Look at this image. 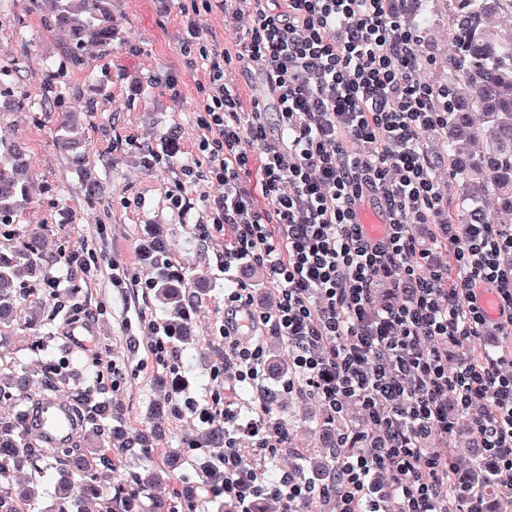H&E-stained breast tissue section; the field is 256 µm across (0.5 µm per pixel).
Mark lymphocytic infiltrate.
Returning a JSON list of instances; mask_svg holds the SVG:
<instances>
[{
  "label": "lymphocytic infiltrate",
  "instance_id": "1",
  "mask_svg": "<svg viewBox=\"0 0 512 512\" xmlns=\"http://www.w3.org/2000/svg\"><path fill=\"white\" fill-rule=\"evenodd\" d=\"M191 0L181 32L189 67L205 64L203 135L212 180L223 186L212 220L231 228L224 275L263 266L276 291L260 309L245 283L224 291V377L256 386L264 328L288 352L287 392L315 396L336 418L337 480L244 466L248 438L260 457L276 456L288 429L233 402L222 411L193 398L176 414L224 427V451L197 455L208 496L249 512L250 500L278 499L282 512L334 502L336 512H459L473 497L446 445L457 419L480 437L503 494L512 495V350L463 357L488 325L512 333V225L463 224L448 266L435 265L412 228L448 204L427 148L448 115L422 77L429 59L415 20L421 0ZM220 10L233 42L208 39L199 22ZM258 76L266 97L244 110L233 68ZM264 207H257V200ZM372 203L383 228L362 222ZM400 288L378 304L383 282ZM498 301L496 317L479 304ZM357 404L359 426L344 410ZM457 416H449V406ZM439 439L430 447V439ZM390 474L379 483V474Z\"/></svg>",
  "mask_w": 512,
  "mask_h": 512
}]
</instances>
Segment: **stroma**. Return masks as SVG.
Returning <instances> with one entry per match:
<instances>
[{
  "label": "stroma",
  "instance_id": "35a3bbf8",
  "mask_svg": "<svg viewBox=\"0 0 512 512\" xmlns=\"http://www.w3.org/2000/svg\"><path fill=\"white\" fill-rule=\"evenodd\" d=\"M433 20L423 34L422 49L430 59L423 72L432 85L446 84L448 74L439 62L446 49L448 9L442 0H427ZM112 17L121 41L112 50L108 69L77 72L74 83L94 81L98 109L88 113L81 100L69 99L68 110L82 113L84 133L90 144L88 167L104 186L102 196L88 202L79 172L70 168L55 146L53 123L40 112L0 114V130L14 135L26 147L31 159L32 201L21 217L22 223L43 225L49 249L67 246L97 253V275L80 280V298L87 310L79 319L63 313L26 321L19 337L0 348L6 361L27 365L69 360L83 386L111 383V370H99V358L108 356L123 371L112 402L123 410V427L129 434L140 432L148 410L159 393L153 379L161 368L148 345L129 347L134 336H144L149 321L164 316L153 291L145 287L139 253L140 243L161 234L169 243L175 267L184 271H207L211 286L200 296L195 328L203 341L194 348L175 344L172 352L183 377L184 393L213 409L225 401L252 415L262 389H278L271 405L270 421L287 426L290 439L276 456L277 469L290 471L302 457L321 453L314 433L323 408L310 394L281 392V382L265 379L261 388L226 389L220 367L224 361V250L231 245L230 231L218 232L210 217L221 189L205 177L206 160L197 145L203 134L200 125L204 66L188 68L178 40L182 18L178 8L164 9L160 0H112ZM41 12L18 6L0 13V66L18 65L20 84L28 95H36L43 78V65L62 53L67 37L59 30H46ZM177 131L183 166L147 172L140 164L144 151L163 154L168 150L165 136ZM194 176H186V167ZM182 194L183 208H172L169 196ZM458 231L450 213H442L431 224H418L413 233L429 248L435 261L448 264V244ZM126 278L122 288L113 287V272ZM86 326L93 334L88 343L76 341L74 326ZM194 417L171 416L163 447L178 449L182 466L176 481L147 489L144 500L171 497L181 489L195 496L205 491L196 477L194 452L184 438L200 430Z\"/></svg>",
  "mask_w": 512,
  "mask_h": 512
}]
</instances>
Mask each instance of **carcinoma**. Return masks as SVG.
Returning a JSON list of instances; mask_svg holds the SVG:
<instances>
[{"mask_svg":"<svg viewBox=\"0 0 512 512\" xmlns=\"http://www.w3.org/2000/svg\"><path fill=\"white\" fill-rule=\"evenodd\" d=\"M45 15L48 29L67 32L63 54L44 65L40 93L22 97L16 90L15 70L0 66V99L18 112H44L54 122L55 144L74 167L88 159V144L76 113L62 108L71 71L88 68L83 51L94 47L98 58L112 56L119 31L112 20L110 0H49ZM450 26L447 53L442 67L450 69L448 83L437 92L448 97V130L442 156L448 158L459 178L457 216L462 224H501L503 215L512 214V26L494 22L496 15H512V0H450ZM173 155L162 157L143 153L141 163L148 171L171 164ZM26 153L0 134V345L7 341V328L24 309L22 299L29 291L48 288L47 267L61 262L74 278H79L95 262L86 251L47 249L42 230L17 224V218L30 203V181ZM146 265V287L154 291L166 317L168 336L195 346L191 314L200 287L201 274L192 276L175 268L166 244L159 238L141 247ZM9 373L0 378V405L8 403L12 412L0 415V512H140L137 499L125 480L115 474L110 452L139 448L142 485H155L175 479L181 466L179 453L167 451V465L159 468L150 460V439L159 438L168 424L167 410L157 404L149 412V433L129 439L118 420L119 408L112 406L108 390L79 386L71 382L74 371L60 361L58 367L43 370L41 387L32 388L30 371L24 366L5 363ZM62 393L76 425L96 436L92 450L74 447L60 457L54 448L22 442L27 407L41 397ZM54 462L61 472L53 505L39 507L35 478ZM455 464L478 490V500L470 507L492 512L500 487L483 453L459 457ZM311 472L323 485H332L336 472L331 460L311 462ZM28 471L24 481L11 482V476Z\"/></svg>","mask_w":512,"mask_h":512,"instance_id":"carcinoma-1","label":"carcinoma"}]
</instances>
